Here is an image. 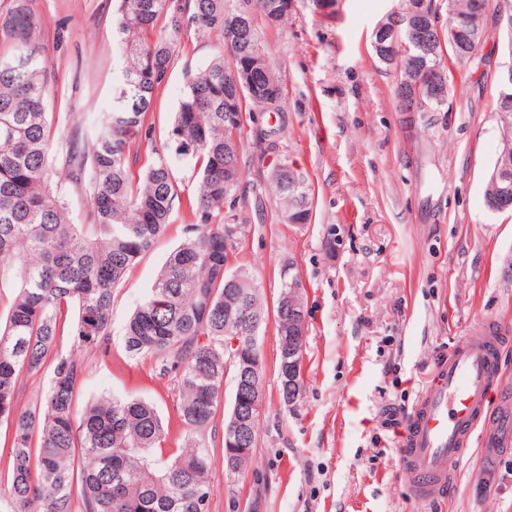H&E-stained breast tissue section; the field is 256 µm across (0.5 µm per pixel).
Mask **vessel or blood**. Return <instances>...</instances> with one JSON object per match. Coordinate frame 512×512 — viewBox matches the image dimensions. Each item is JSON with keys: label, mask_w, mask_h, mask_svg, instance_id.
<instances>
[{"label": "vessel or blood", "mask_w": 512, "mask_h": 512, "mask_svg": "<svg viewBox=\"0 0 512 512\" xmlns=\"http://www.w3.org/2000/svg\"><path fill=\"white\" fill-rule=\"evenodd\" d=\"M512 329L493 320L480 334L438 359L429 387L401 423L398 465L417 500H435L447 488L480 425L488 430L484 457L496 458L512 445V382L501 374L499 356Z\"/></svg>", "instance_id": "1"}]
</instances>
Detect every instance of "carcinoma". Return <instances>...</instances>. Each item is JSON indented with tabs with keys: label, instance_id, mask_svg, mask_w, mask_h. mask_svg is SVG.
I'll use <instances>...</instances> for the list:
<instances>
[{
	"label": "carcinoma",
	"instance_id": "1",
	"mask_svg": "<svg viewBox=\"0 0 512 512\" xmlns=\"http://www.w3.org/2000/svg\"><path fill=\"white\" fill-rule=\"evenodd\" d=\"M112 19L118 47L112 109L94 125L69 116L65 133L47 112L51 71L34 34L40 17L31 0H9L0 11V422L11 428L7 512H208L212 431L226 370L249 356L261 360L265 321L262 285L248 270L229 267L246 225L232 213L243 176L242 112L251 103L277 110L282 81L263 50L253 12L268 24L288 17L292 0H116ZM248 13L249 27L236 22ZM486 0H448V26L433 27L430 45L416 47L395 33L400 56L397 104L440 112L453 87L454 64L468 63L489 33L470 20ZM164 29L156 30L160 18ZM194 28L214 34L225 50L187 74L160 154L138 178L130 172L136 141L149 137L148 112L168 83L176 42ZM229 52L232 65L224 63ZM34 56L26 67L21 54ZM497 115L502 149L495 165L512 164V111ZM197 170L188 202L195 223L173 249L129 317L124 347L148 358L178 391V424L185 447L166 454L167 429L157 407L141 398L102 395L79 407L87 376L80 351L111 355L112 296L133 267L164 235L180 207L174 170ZM270 183L291 224L311 213L305 175L285 163ZM86 197L91 223L76 224L66 197ZM250 318L248 338L233 304ZM278 350L288 346V305L277 303ZM69 336L77 351L56 350ZM53 358L47 390L20 406L21 378ZM263 388L243 387L239 407L251 410L245 447L224 426L226 466L250 463Z\"/></svg>",
	"mask_w": 512,
	"mask_h": 512
}]
</instances>
